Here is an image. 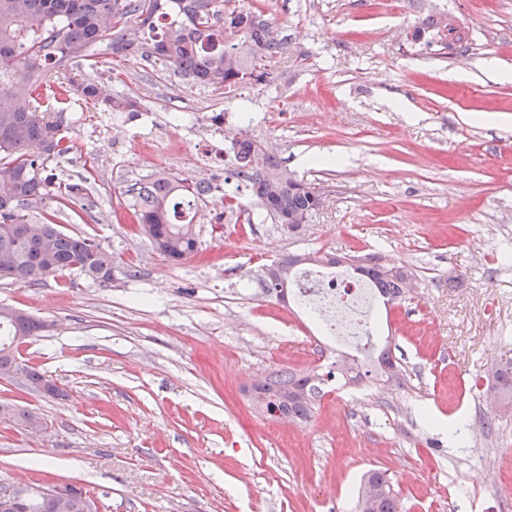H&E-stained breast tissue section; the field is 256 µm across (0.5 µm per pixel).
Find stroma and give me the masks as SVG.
<instances>
[{
    "instance_id": "obj_1",
    "label": "stroma",
    "mask_w": 512,
    "mask_h": 512,
    "mask_svg": "<svg viewBox=\"0 0 512 512\" xmlns=\"http://www.w3.org/2000/svg\"><path fill=\"white\" fill-rule=\"evenodd\" d=\"M288 37L262 83L193 85L140 54L97 52L101 98L133 94L150 122L82 103L66 113L73 149L48 161L83 200H48L62 231L111 249L114 278L37 286L0 281V304L45 322L19 347L53 396L0 376V402L50 424L35 438L0 425V486L74 484L98 512H356L372 468L404 512H512V410L454 446L456 422L485 414L474 390L512 359V0H244ZM458 22L457 45L410 42L428 17ZM224 125H211L214 113ZM279 146L289 173L322 197L290 232L248 191L251 223L218 225L200 203L198 253L165 260L127 219L128 190L166 171L225 189L240 131ZM331 252L403 266L415 291L374 306L403 388L369 381L345 408L328 383L307 421L271 422L242 392L277 371L313 370L314 321L259 295L263 265ZM485 448L475 457L474 447Z\"/></svg>"
}]
</instances>
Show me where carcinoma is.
I'll use <instances>...</instances> for the list:
<instances>
[{
    "label": "carcinoma",
    "mask_w": 512,
    "mask_h": 512,
    "mask_svg": "<svg viewBox=\"0 0 512 512\" xmlns=\"http://www.w3.org/2000/svg\"><path fill=\"white\" fill-rule=\"evenodd\" d=\"M232 0H0V280L20 286L38 284L48 276L78 273L95 282L113 279L115 257L94 240L63 232L49 219L36 220L30 211L54 196L77 200L84 197L80 183H55L45 162L70 153L63 134L64 112L71 99L97 105V88L84 67L94 68L91 49L107 41L116 57L138 53L157 60L173 71L204 86L223 87L262 79L286 51L287 37L271 34L268 21L246 9L229 8ZM135 22L146 35L126 39L113 35ZM448 32L464 40L457 29L433 19L413 29L416 41L432 32ZM106 110L129 118L139 116V102L128 95L112 98ZM229 176L236 187L246 185L257 204L276 224L295 228L292 218L313 215L321 205L319 192L309 183L286 172L277 157L251 136L235 140ZM207 189L192 187L188 180L161 172L134 189L128 220L139 228L167 260L181 262L198 250V234L192 223L175 218L178 200L201 198ZM308 263L336 264L329 255L307 253L272 262L259 278L266 300L286 301L294 284V266ZM356 271L373 284L386 304L406 300L405 281L411 272L384 264L360 265ZM45 323L28 312L0 305V375L20 369L29 382L45 380L34 368L17 361L16 338L32 339ZM369 362L345 358L326 374H271L263 379V392L282 402L288 417L300 422L310 418L319 392L315 381L356 371L355 379L387 382L405 380L403 367L391 348L376 350L369 339L363 346ZM487 381L505 406L512 407V360H494ZM70 512H88L90 498L83 488L65 484ZM373 490L371 512H401L402 502L387 472H366L358 491ZM24 512H57L50 496H36Z\"/></svg>",
    "instance_id": "1"
}]
</instances>
